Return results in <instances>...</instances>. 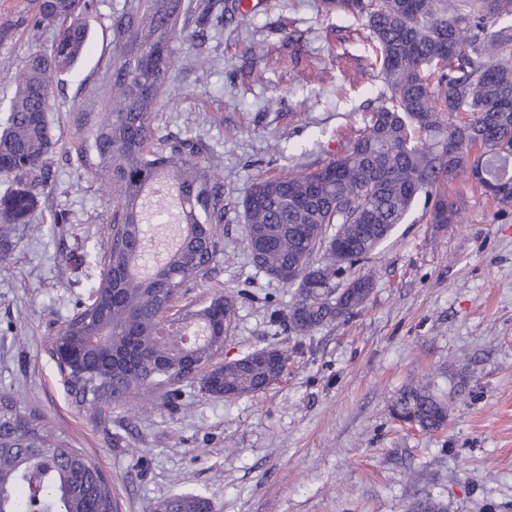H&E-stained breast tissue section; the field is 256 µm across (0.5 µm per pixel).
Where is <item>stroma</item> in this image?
Wrapping results in <instances>:
<instances>
[{
  "label": "stroma",
  "mask_w": 512,
  "mask_h": 512,
  "mask_svg": "<svg viewBox=\"0 0 512 512\" xmlns=\"http://www.w3.org/2000/svg\"><path fill=\"white\" fill-rule=\"evenodd\" d=\"M125 0H94L82 59L50 91L56 141L31 224L0 228V393L40 417L112 477L120 512H164L201 494L211 512H404L432 496L448 512H512V205L457 180L456 223L416 205L379 253L361 262L374 288L349 320L311 337L271 325L296 289L254 267L244 243L245 190L285 168L336 156L381 88L363 67L349 16L320 0H191L171 43L177 64L160 97L157 136L190 141L224 191V250L181 304L215 291L235 313L219 361L286 349L281 378L240 400L162 388L99 416L79 409L49 356L50 338L86 302L100 275L112 211L103 184L72 148L116 47L112 17ZM30 0H0V114L18 66L38 43L18 27ZM261 45V54L249 53ZM451 392L435 432L394 419L410 382Z\"/></svg>",
  "instance_id": "1"
}]
</instances>
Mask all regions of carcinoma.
<instances>
[{"mask_svg":"<svg viewBox=\"0 0 512 512\" xmlns=\"http://www.w3.org/2000/svg\"><path fill=\"white\" fill-rule=\"evenodd\" d=\"M326 12L344 13L369 31L366 60L382 85L380 103L364 113L345 150L314 167L290 168L254 182L242 199L245 242L256 268L273 279L301 274L288 325L311 336L356 314L374 288L352 268L378 250L418 201L426 215L459 214L448 186L483 164L472 180L484 194L512 204V0H323ZM186 11L184 0H126L111 29L118 56L103 91L105 111L76 123L78 156L100 179L112 206L115 233L107 234L100 280L57 341L78 353L72 374L75 400L100 415L113 404L167 385L173 363L159 342L158 316L184 288L208 272L223 237L221 187L191 158L186 141L155 142L159 94L175 65L170 44ZM21 25L51 29V44L32 52L17 72L9 110L0 122V176L20 187L0 198V214L27 224L45 185L53 147L48 93L52 78L81 57L90 27L79 0H35ZM448 113V128L441 117ZM174 181L182 211L180 246L151 276L135 268L150 226L169 223L166 210L146 215L144 192ZM208 327L187 382L227 400L251 397L277 381L288 360L276 347L255 349L212 367L231 323L230 298L215 295L178 318ZM110 329L112 348L87 337ZM415 411L416 425L436 431L448 421V396L436 385H407L392 405L396 417ZM202 495L177 496L167 512H209ZM0 512H115L112 479L84 451L69 446L41 421L0 394ZM408 512H448L434 497Z\"/></svg>","mask_w":512,"mask_h":512,"instance_id":"1","label":"carcinoma"}]
</instances>
